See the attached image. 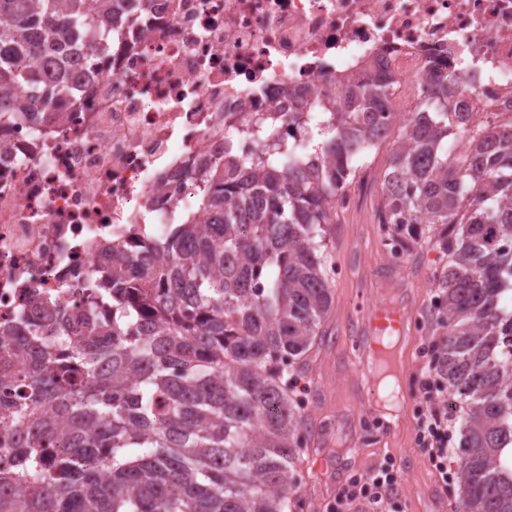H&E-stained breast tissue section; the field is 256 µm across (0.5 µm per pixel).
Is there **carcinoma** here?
<instances>
[{
	"label": "carcinoma",
	"instance_id": "1",
	"mask_svg": "<svg viewBox=\"0 0 512 512\" xmlns=\"http://www.w3.org/2000/svg\"><path fill=\"white\" fill-rule=\"evenodd\" d=\"M0 0V123L67 92L25 62L53 60L69 33L106 42L121 0ZM385 85H346L339 102L286 126L322 138V162L262 131L261 152L205 170L207 224H170L112 247L88 309L43 349L46 322L0 334V384L19 465L0 469V512H298L312 438L296 373L333 335L327 225L364 151L381 138ZM469 141L464 157L448 136ZM382 185L387 239L407 255L425 229L447 262L434 309L436 370L463 410L459 512H512V123L471 128L454 91L433 85L399 129ZM27 494L16 498L15 485Z\"/></svg>",
	"mask_w": 512,
	"mask_h": 512
}]
</instances>
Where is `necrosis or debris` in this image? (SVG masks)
<instances>
[{"label":"necrosis or debris","instance_id":"1","mask_svg":"<svg viewBox=\"0 0 512 512\" xmlns=\"http://www.w3.org/2000/svg\"><path fill=\"white\" fill-rule=\"evenodd\" d=\"M374 60L391 127L431 84L475 122L512 121V0H128L105 52L77 38L59 120L0 125V328L48 295L80 308L112 246L207 223L201 161L262 148L232 129L285 133L284 113L319 111Z\"/></svg>","mask_w":512,"mask_h":512}]
</instances>
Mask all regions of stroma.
I'll list each match as a JSON object with an SVG mask.
<instances>
[{"label": "stroma", "mask_w": 512, "mask_h": 512, "mask_svg": "<svg viewBox=\"0 0 512 512\" xmlns=\"http://www.w3.org/2000/svg\"><path fill=\"white\" fill-rule=\"evenodd\" d=\"M382 196L366 190L353 209H337L326 243L336 273L331 283L334 329L312 356L308 384L300 389L315 432L302 465L303 512H332L337 493L355 476L394 460L401 471L396 512H456L460 489L442 484L415 443L416 413L424 400L420 356L438 341L432 319L436 277L446 259L431 242L410 258L393 259L380 222ZM400 299L406 344L398 381L402 398L397 431L387 432L384 404L371 395L362 355L374 332L372 309Z\"/></svg>", "instance_id": "stroma-1"}]
</instances>
